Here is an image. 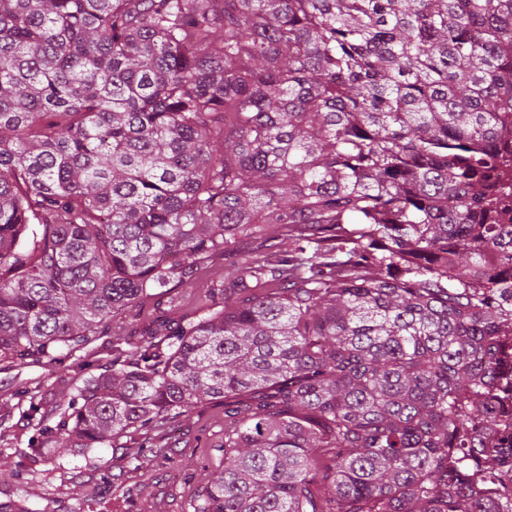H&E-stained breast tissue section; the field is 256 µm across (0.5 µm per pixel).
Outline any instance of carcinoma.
<instances>
[{
  "label": "carcinoma",
  "instance_id": "obj_1",
  "mask_svg": "<svg viewBox=\"0 0 512 512\" xmlns=\"http://www.w3.org/2000/svg\"><path fill=\"white\" fill-rule=\"evenodd\" d=\"M510 165L512 0H0V361L226 269L27 468L219 401L194 512H512ZM224 260L206 264L197 279L187 285L173 288L169 296L174 299L171 316L179 319L185 315H201L211 304L209 291L212 285L224 280Z\"/></svg>",
  "mask_w": 512,
  "mask_h": 512
}]
</instances>
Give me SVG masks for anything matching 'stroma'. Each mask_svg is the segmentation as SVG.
<instances>
[{
    "label": "stroma",
    "instance_id": "35a3bbf8",
    "mask_svg": "<svg viewBox=\"0 0 512 512\" xmlns=\"http://www.w3.org/2000/svg\"><path fill=\"white\" fill-rule=\"evenodd\" d=\"M224 263L206 264L197 279L172 290L173 318L200 315L210 305L212 285L223 281ZM112 368V336L96 337L50 367L0 362V451L20 455L55 426L58 413L33 412L31 401L72 393L83 379ZM224 406L210 402L179 419L171 434L169 459L128 466L119 453L70 449L36 470L0 467V512H74L88 502L91 512H193L201 477L221 469ZM112 483H102V474Z\"/></svg>",
    "mask_w": 512,
    "mask_h": 512
}]
</instances>
